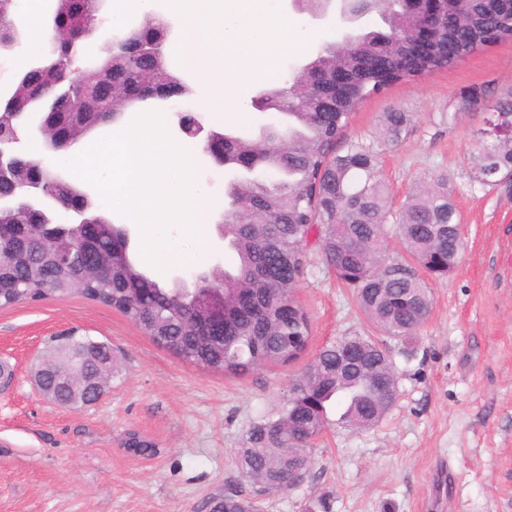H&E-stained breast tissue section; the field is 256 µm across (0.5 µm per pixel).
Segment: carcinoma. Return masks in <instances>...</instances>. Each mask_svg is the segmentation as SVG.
Masks as SVG:
<instances>
[{
	"mask_svg": "<svg viewBox=\"0 0 512 512\" xmlns=\"http://www.w3.org/2000/svg\"><path fill=\"white\" fill-rule=\"evenodd\" d=\"M393 0H370L386 29H363L356 35L357 51L348 54L330 44L294 75L288 95L287 126L273 127L257 140L235 137L237 143L264 155H272L276 144L286 139L292 145L288 158L272 159L276 179L266 182L247 177L230 181L224 208V240L236 255L233 270L224 271V304L236 296L251 295L255 311L234 313L228 318L224 344L213 346L194 331L191 312L172 306L162 288L159 300L147 306L129 301L124 277L116 273L108 282L85 288L90 300L121 312L156 344L197 366L241 376L262 366H286L304 356L311 343L310 317L303 306L282 322L275 309L292 296L298 285L296 266L302 264L303 248L315 243L336 279L356 290L361 310L375 329L387 336L411 339L425 323L431 307L427 283L409 268L391 278L376 274L390 263L386 246L396 235L414 263L441 279L458 265L464 241L455 204L448 193V178L434 180L422 195L407 204L396 222L388 223L391 211L389 189L381 177L378 153L359 142L345 144L325 156L331 139L341 140L345 127L361 102L343 106L336 113V126H319L315 115L318 100L305 93L307 71L343 63L358 67L360 57L380 43L404 35L410 22L396 14ZM21 0H0V54L22 45L23 34L14 16ZM478 0H454L450 28L462 29L476 15ZM100 0H57L52 21L76 17L80 40L50 41V49L30 58L13 73L0 92V146L17 139L39 136L51 141L53 153L69 150V142L56 143L46 133L44 122L30 126L25 116L34 109L85 114L83 133L89 134L122 114L126 103L120 97L101 99L98 80L118 71L137 78L136 61L125 54L127 41L138 32L168 42L171 27L152 18L138 29H125L101 48L99 62L80 66L86 39L100 23ZM409 121L404 112H388L383 131L400 135ZM512 122V90L497 96L475 133L477 153L473 179L482 186L512 173V136L497 135L493 128ZM32 171L55 180L57 197L77 190V183L53 172L39 158L20 152ZM49 213L17 196L0 207V223L41 221ZM3 275L17 284L0 294V306L44 298L42 281L28 273L25 261L6 263ZM396 380L392 359L372 336H342L323 346L294 381L280 411L252 425L243 446L236 449L240 475L261 487L288 480V465L312 464L310 450L328 423V411H340L341 423L352 429L370 427L387 412L391 398L383 397L380 383ZM211 512H260L257 501L236 492H226L212 502Z\"/></svg>",
	"mask_w": 512,
	"mask_h": 512,
	"instance_id": "carcinoma-1",
	"label": "carcinoma"
}]
</instances>
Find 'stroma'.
Listing matches in <instances>:
<instances>
[{"label": "stroma", "instance_id": "obj_1", "mask_svg": "<svg viewBox=\"0 0 512 512\" xmlns=\"http://www.w3.org/2000/svg\"><path fill=\"white\" fill-rule=\"evenodd\" d=\"M300 48L287 74L335 41V17L314 19L282 0ZM512 89V38L451 66L393 83L354 112L346 139L378 153L393 214L423 180L448 178L465 247L447 277L431 281L433 304L416 338H385L399 396L373 427L330 424L300 486L262 497L264 512H304L323 496L331 512H512V186L475 183L474 104ZM387 112L411 118L399 139ZM294 297L311 320L310 353L337 337L374 335L352 289L308 246ZM72 330L108 343L121 371L96 405L70 410L31 381L52 336ZM0 512H209L226 489L254 495L235 452L260 416L276 413L307 365L243 376L172 355L116 309L79 293L0 307ZM155 442L144 458L128 433Z\"/></svg>", "mask_w": 512, "mask_h": 512}]
</instances>
